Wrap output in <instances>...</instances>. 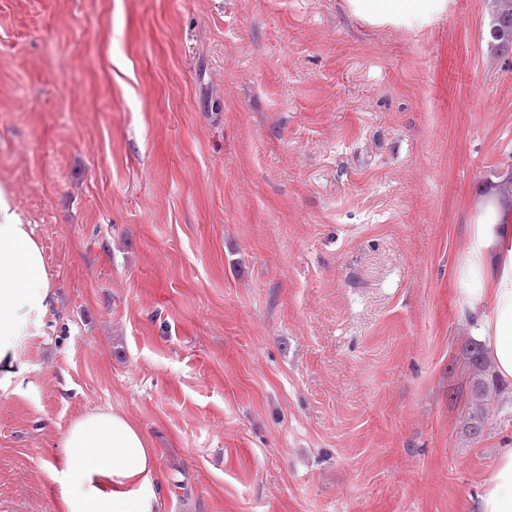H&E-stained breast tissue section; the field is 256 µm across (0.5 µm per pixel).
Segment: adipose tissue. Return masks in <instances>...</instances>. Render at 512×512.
<instances>
[{
  "label": "adipose tissue",
  "instance_id": "obj_1",
  "mask_svg": "<svg viewBox=\"0 0 512 512\" xmlns=\"http://www.w3.org/2000/svg\"><path fill=\"white\" fill-rule=\"evenodd\" d=\"M440 0H356L380 19L401 20L436 10ZM489 205L471 225L455 295L495 378L512 386V212L500 217L494 184ZM56 305L44 249L0 185V387L23 371L16 343L34 335ZM158 461L142 431L124 415L98 411L76 417L60 435L48 465L58 512H160ZM474 512H512V447L498 449Z\"/></svg>",
  "mask_w": 512,
  "mask_h": 512
}]
</instances>
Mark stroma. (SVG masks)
I'll list each match as a JSON object with an SVG mask.
<instances>
[{
	"mask_svg": "<svg viewBox=\"0 0 512 512\" xmlns=\"http://www.w3.org/2000/svg\"><path fill=\"white\" fill-rule=\"evenodd\" d=\"M489 0H0V184L57 305L0 388V512H57L77 416L144 433L164 512H473L454 270L512 167ZM354 2L363 10L380 19L403 20L410 15H427L436 10L440 0H357Z\"/></svg>",
	"mask_w": 512,
	"mask_h": 512,
	"instance_id": "1",
	"label": "stroma"
}]
</instances>
